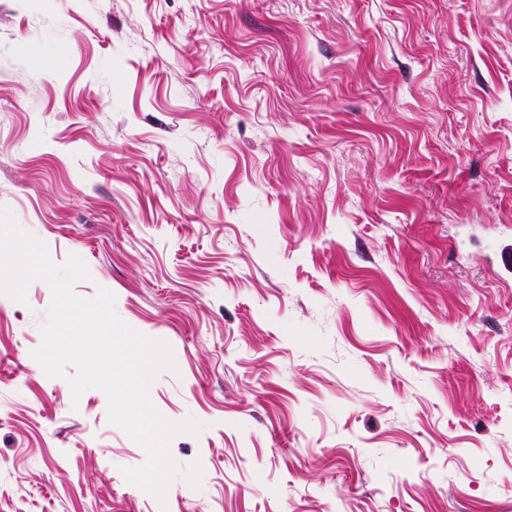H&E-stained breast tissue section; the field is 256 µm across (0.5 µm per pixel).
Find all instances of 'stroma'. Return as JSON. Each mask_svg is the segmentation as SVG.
I'll list each match as a JSON object with an SVG mask.
<instances>
[{
    "label": "stroma",
    "instance_id": "1",
    "mask_svg": "<svg viewBox=\"0 0 512 512\" xmlns=\"http://www.w3.org/2000/svg\"><path fill=\"white\" fill-rule=\"evenodd\" d=\"M0 208L167 342L165 501L0 295V512H512V0H0Z\"/></svg>",
    "mask_w": 512,
    "mask_h": 512
}]
</instances>
